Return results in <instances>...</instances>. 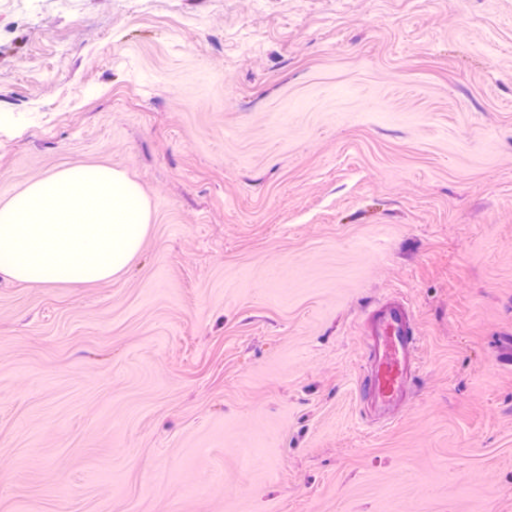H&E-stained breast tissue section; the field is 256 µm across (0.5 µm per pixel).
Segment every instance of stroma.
<instances>
[{
    "label": "stroma",
    "instance_id": "1",
    "mask_svg": "<svg viewBox=\"0 0 512 512\" xmlns=\"http://www.w3.org/2000/svg\"><path fill=\"white\" fill-rule=\"evenodd\" d=\"M72 166L150 228L0 275V512H512V0H0V197ZM411 316L410 306L398 300L386 302L371 315L365 347L370 371L364 388L383 409H389L402 394L418 361L419 336Z\"/></svg>",
    "mask_w": 512,
    "mask_h": 512
}]
</instances>
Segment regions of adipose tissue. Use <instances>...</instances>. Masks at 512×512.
Wrapping results in <instances>:
<instances>
[{"label":"adipose tissue","mask_w":512,"mask_h":512,"mask_svg":"<svg viewBox=\"0 0 512 512\" xmlns=\"http://www.w3.org/2000/svg\"><path fill=\"white\" fill-rule=\"evenodd\" d=\"M149 221L123 171L57 170L0 205V274L41 287L111 280L138 254Z\"/></svg>","instance_id":"1"}]
</instances>
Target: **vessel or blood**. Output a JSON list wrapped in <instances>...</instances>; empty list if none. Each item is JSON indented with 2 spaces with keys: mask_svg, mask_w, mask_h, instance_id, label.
I'll list each match as a JSON object with an SVG mask.
<instances>
[{
  "mask_svg": "<svg viewBox=\"0 0 512 512\" xmlns=\"http://www.w3.org/2000/svg\"><path fill=\"white\" fill-rule=\"evenodd\" d=\"M412 310L402 301H389L371 315L366 355L370 371L364 388L383 409L403 392L418 361L419 338L411 322Z\"/></svg>",
  "mask_w": 512,
  "mask_h": 512,
  "instance_id": "vessel-or-blood-1",
  "label": "vessel or blood"
}]
</instances>
